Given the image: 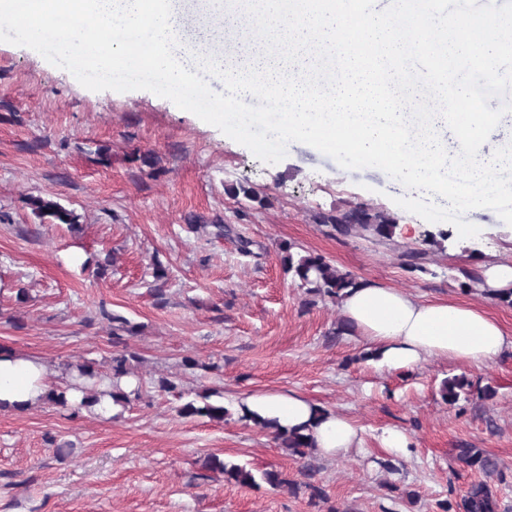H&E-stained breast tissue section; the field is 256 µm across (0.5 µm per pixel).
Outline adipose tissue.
<instances>
[{
    "label": "adipose tissue",
    "mask_w": 512,
    "mask_h": 512,
    "mask_svg": "<svg viewBox=\"0 0 512 512\" xmlns=\"http://www.w3.org/2000/svg\"><path fill=\"white\" fill-rule=\"evenodd\" d=\"M340 310L368 343L378 366L389 371L412 369L436 358L478 366L512 350V330L456 301L423 302L399 289L363 282L348 289ZM58 383V372L43 359L0 349V410L35 408ZM239 411L277 420L290 429L306 427L327 457L363 449V427L343 414L319 411L316 403L297 394L250 396Z\"/></svg>",
    "instance_id": "ef3b65f1"
}]
</instances>
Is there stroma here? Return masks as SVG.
Instances as JSON below:
<instances>
[{
	"label": "stroma",
	"instance_id": "35a3bbf8",
	"mask_svg": "<svg viewBox=\"0 0 512 512\" xmlns=\"http://www.w3.org/2000/svg\"><path fill=\"white\" fill-rule=\"evenodd\" d=\"M239 184L256 199L229 195ZM403 194L382 170L344 169L300 142L261 162L168 99L88 90L0 42V348L106 373L120 315L136 327L124 348L143 381L115 418L49 401L0 411V512H437L484 479L499 512H512V352L479 368L440 358L379 370L338 305L283 269L291 244L357 280L465 302L512 328V307L465 286L467 273L512 260V226L484 208L470 218L479 236L462 239L396 205ZM37 195L74 210L80 231L40 223L26 203ZM359 204L405 231L344 236L315 221ZM456 375L471 387L448 404L439 388ZM161 377L175 390L159 389ZM207 389L231 410L253 394H301L362 426L368 453L300 458L238 416H180ZM387 426L406 433L408 458L380 448ZM460 448L489 456L496 473L457 462ZM209 454L281 470L290 484H225L201 467ZM313 485L326 499H311Z\"/></svg>",
	"mask_w": 512,
	"mask_h": 512
}]
</instances>
